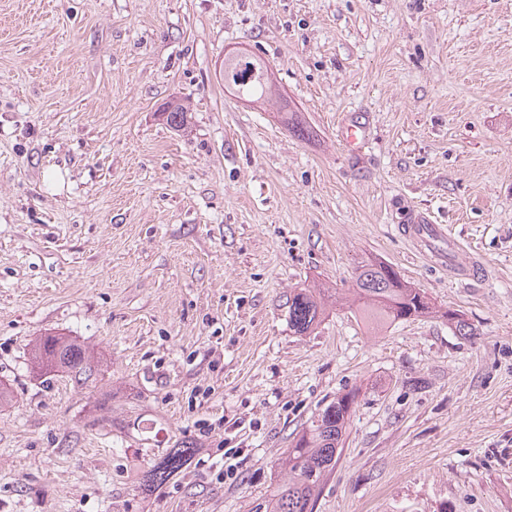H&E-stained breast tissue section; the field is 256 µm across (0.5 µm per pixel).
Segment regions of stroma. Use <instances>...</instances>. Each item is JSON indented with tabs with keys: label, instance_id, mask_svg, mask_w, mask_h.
<instances>
[{
	"label": "stroma",
	"instance_id": "1",
	"mask_svg": "<svg viewBox=\"0 0 512 512\" xmlns=\"http://www.w3.org/2000/svg\"><path fill=\"white\" fill-rule=\"evenodd\" d=\"M236 52L313 139L225 87ZM418 211L484 278L401 235ZM375 257L475 336L341 306L293 331L294 289ZM47 334L88 380L32 363ZM0 382V512H267L352 389L314 512H512V0H0ZM196 448L177 444L174 448L155 463L149 470L143 472L140 485L150 492L166 484L173 476L181 471L188 459L194 454Z\"/></svg>",
	"mask_w": 512,
	"mask_h": 512
}]
</instances>
